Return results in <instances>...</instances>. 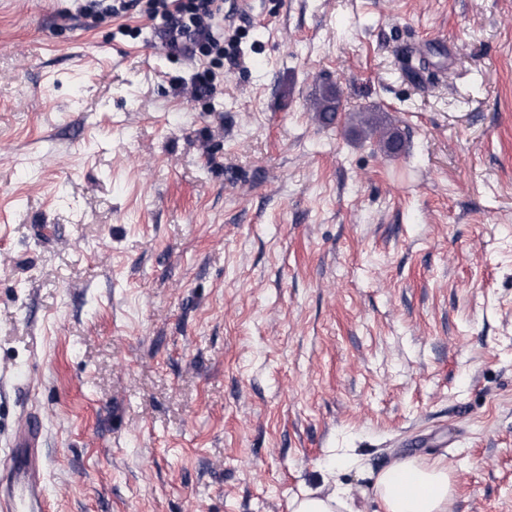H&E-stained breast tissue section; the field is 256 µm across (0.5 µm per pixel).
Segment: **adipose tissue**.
Returning a JSON list of instances; mask_svg holds the SVG:
<instances>
[{"label": "adipose tissue", "instance_id": "adipose-tissue-1", "mask_svg": "<svg viewBox=\"0 0 512 512\" xmlns=\"http://www.w3.org/2000/svg\"><path fill=\"white\" fill-rule=\"evenodd\" d=\"M453 492L448 467L439 459H401L376 480L384 512H448Z\"/></svg>", "mask_w": 512, "mask_h": 512}]
</instances>
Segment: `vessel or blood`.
I'll return each mask as SVG.
<instances>
[{
	"instance_id": "vessel-or-blood-1",
	"label": "vessel or blood",
	"mask_w": 512,
	"mask_h": 512,
	"mask_svg": "<svg viewBox=\"0 0 512 512\" xmlns=\"http://www.w3.org/2000/svg\"><path fill=\"white\" fill-rule=\"evenodd\" d=\"M42 425L29 414L15 429L12 446L0 460V512H46V471Z\"/></svg>"
}]
</instances>
